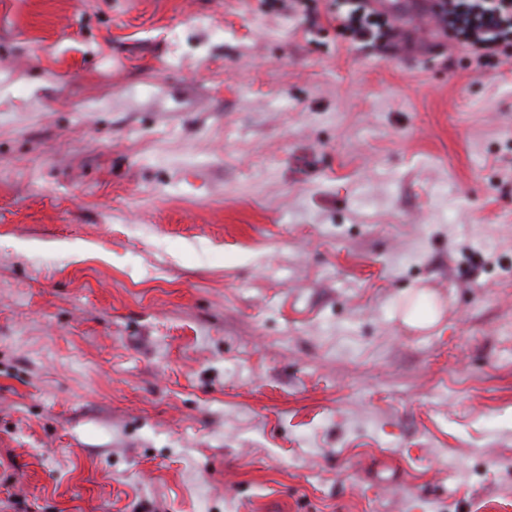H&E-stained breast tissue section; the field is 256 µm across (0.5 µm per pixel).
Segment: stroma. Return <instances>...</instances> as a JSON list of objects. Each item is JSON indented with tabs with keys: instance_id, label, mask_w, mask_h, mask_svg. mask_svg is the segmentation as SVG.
Listing matches in <instances>:
<instances>
[{
	"instance_id": "obj_1",
	"label": "stroma",
	"mask_w": 512,
	"mask_h": 512,
	"mask_svg": "<svg viewBox=\"0 0 512 512\" xmlns=\"http://www.w3.org/2000/svg\"><path fill=\"white\" fill-rule=\"evenodd\" d=\"M0 512H512V58L0 0Z\"/></svg>"
}]
</instances>
